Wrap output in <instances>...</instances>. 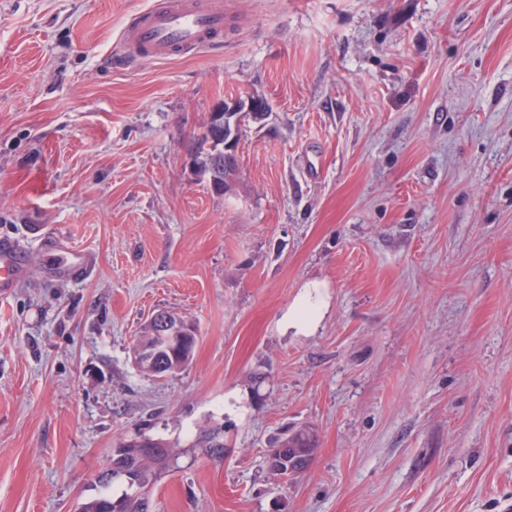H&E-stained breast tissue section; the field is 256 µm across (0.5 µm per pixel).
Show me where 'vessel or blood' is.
<instances>
[{
  "label": "vessel or blood",
  "instance_id": "vessel-or-blood-1",
  "mask_svg": "<svg viewBox=\"0 0 512 512\" xmlns=\"http://www.w3.org/2000/svg\"><path fill=\"white\" fill-rule=\"evenodd\" d=\"M215 0H154L152 6L132 15L120 37L122 55L162 59L210 49L220 44L227 29L237 26ZM50 265L85 274L87 254L68 248L58 237L47 239ZM26 251L13 238L0 239V295L9 294L26 272Z\"/></svg>",
  "mask_w": 512,
  "mask_h": 512
}]
</instances>
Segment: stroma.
<instances>
[{
    "mask_svg": "<svg viewBox=\"0 0 512 512\" xmlns=\"http://www.w3.org/2000/svg\"><path fill=\"white\" fill-rule=\"evenodd\" d=\"M152 2L0 0V237L27 242L0 512H76L140 436L177 454L153 512H512V0H220L222 48L112 66ZM252 96L213 193L193 140ZM34 224L92 271H52ZM160 311L197 342L158 378L133 348ZM292 427L317 447L285 480ZM317 312V304L309 298H304L288 312V326L304 329L314 321Z\"/></svg>",
    "mask_w": 512,
    "mask_h": 512,
    "instance_id": "stroma-1",
    "label": "stroma"
}]
</instances>
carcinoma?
Here are the masks:
<instances>
[{"label": "carcinoma", "instance_id": "1", "mask_svg": "<svg viewBox=\"0 0 512 512\" xmlns=\"http://www.w3.org/2000/svg\"><path fill=\"white\" fill-rule=\"evenodd\" d=\"M233 131V123H224L220 115L206 124V132L194 146V172L210 189L222 193L230 187V181L237 171V159L224 160V131ZM158 363L164 365L165 371L174 373L185 366L177 351L159 350ZM315 448V437L309 429L288 432L279 447L271 456L280 459L283 466L282 475L288 477L307 467ZM171 466V459L144 458L139 456L138 444L129 442L114 453L110 468L99 473L97 480L107 488L116 479L126 482V490L117 497L104 495L81 504L79 512H148L151 487L161 474Z\"/></svg>", "mask_w": 512, "mask_h": 512}]
</instances>
